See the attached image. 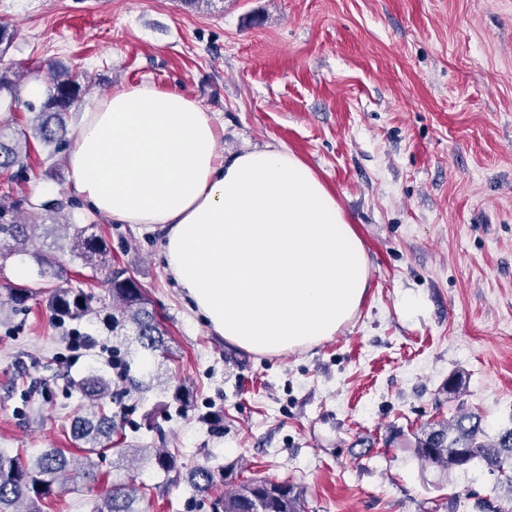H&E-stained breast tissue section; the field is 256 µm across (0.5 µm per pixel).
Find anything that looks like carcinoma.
<instances>
[{"label": "carcinoma", "instance_id": "carcinoma-1", "mask_svg": "<svg viewBox=\"0 0 512 512\" xmlns=\"http://www.w3.org/2000/svg\"><path fill=\"white\" fill-rule=\"evenodd\" d=\"M82 78V74L68 67H53L46 96L36 105L22 101L18 70H0V103L10 110L22 104L32 113L29 123L21 128L13 127L9 119L0 121V172L23 168L35 141L48 149V160L64 150L68 144L70 108L82 91ZM74 206L73 201L63 198L34 204L15 195L10 185L1 189L0 266L17 254H39L29 247L44 246L58 225L73 228L70 254L91 274L51 291L46 302L50 323L63 328L100 317L117 336L129 331L126 355L131 359H169L173 351L167 331L160 324L147 291L127 269L110 264L105 238L89 232L96 220L84 226L71 222L68 216L59 221V216ZM40 264L54 265L56 259L43 254ZM99 288L104 293L97 292ZM32 296L31 289L12 285L7 290V301L0 300V311L6 303L15 309L23 308ZM76 388L86 408L71 422V434L86 445L85 454L80 458L66 456L52 448L27 458L0 449V512H41L39 505L64 489L68 481L93 468L92 456L111 442L116 415L108 413L106 399L117 401L111 380L94 368L76 381ZM416 452L422 461L448 472L471 464L486 468L499 477V483L506 485L512 502V427L500 429L491 438L481 416L459 406L449 418L423 431ZM115 454L125 460L127 471L132 473L146 461L165 474L177 469L175 455L166 448L127 444L115 449ZM231 475L228 468L215 471L197 465L188 472V482L197 495L211 502L212 512H305L303 490L286 481L259 477L222 495L211 494L217 484L229 480ZM140 499V490L132 483H116L102 497L97 512H143L137 507Z\"/></svg>", "mask_w": 512, "mask_h": 512}]
</instances>
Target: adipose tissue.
Listing matches in <instances>:
<instances>
[{"instance_id": "obj_1", "label": "adipose tissue", "mask_w": 512, "mask_h": 512, "mask_svg": "<svg viewBox=\"0 0 512 512\" xmlns=\"http://www.w3.org/2000/svg\"><path fill=\"white\" fill-rule=\"evenodd\" d=\"M219 138L186 94L116 88L71 136L69 187L112 221L165 228L167 272L225 340L274 355L334 336L368 290L360 238L292 152L227 157Z\"/></svg>"}]
</instances>
